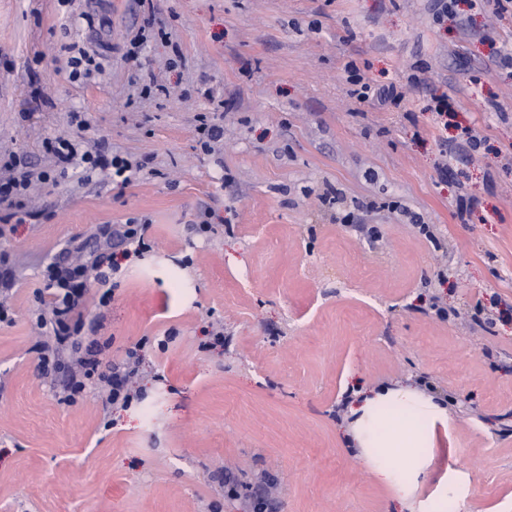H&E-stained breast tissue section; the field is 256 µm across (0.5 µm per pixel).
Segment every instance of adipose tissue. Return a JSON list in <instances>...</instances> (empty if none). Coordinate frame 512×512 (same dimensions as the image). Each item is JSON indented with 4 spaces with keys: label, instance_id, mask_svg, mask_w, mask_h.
I'll list each match as a JSON object with an SVG mask.
<instances>
[{
    "label": "adipose tissue",
    "instance_id": "1",
    "mask_svg": "<svg viewBox=\"0 0 512 512\" xmlns=\"http://www.w3.org/2000/svg\"><path fill=\"white\" fill-rule=\"evenodd\" d=\"M346 440L360 451L379 479L408 498L433 452L434 427L445 405L414 384L397 383L372 391L351 389Z\"/></svg>",
    "mask_w": 512,
    "mask_h": 512
}]
</instances>
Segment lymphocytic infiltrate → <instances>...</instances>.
I'll return each instance as SVG.
<instances>
[{
    "instance_id": "lymphocytic-infiltrate-1",
    "label": "lymphocytic infiltrate",
    "mask_w": 512,
    "mask_h": 512,
    "mask_svg": "<svg viewBox=\"0 0 512 512\" xmlns=\"http://www.w3.org/2000/svg\"><path fill=\"white\" fill-rule=\"evenodd\" d=\"M46 150L53 162L41 170L30 168L17 158L7 162L10 175L0 179V206L8 210L22 208L33 182L60 184L77 167L84 175L100 171L124 184L136 181L144 168L143 163L118 153L108 157L98 150H80L65 136L47 140ZM108 274L102 272L99 258L93 256L77 265L57 261L47 268L42 307L36 316L43 338L35 349L44 374L57 370L63 373L55 383L61 402L74 403L90 384L98 386L108 403L124 408L137 396L132 382L141 363L138 348H129L122 360L107 366L96 351L81 348L84 321L79 309L83 304V283L94 279L107 284Z\"/></svg>"
}]
</instances>
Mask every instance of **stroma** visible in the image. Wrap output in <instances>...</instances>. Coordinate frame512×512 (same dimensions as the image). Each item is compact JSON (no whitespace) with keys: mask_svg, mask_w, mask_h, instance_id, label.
<instances>
[{"mask_svg":"<svg viewBox=\"0 0 512 512\" xmlns=\"http://www.w3.org/2000/svg\"><path fill=\"white\" fill-rule=\"evenodd\" d=\"M72 43L102 71L71 80ZM351 63L404 99L352 95ZM138 64L169 96L142 95ZM441 92L458 103L444 127ZM203 113L220 152L200 146ZM466 126L485 140L464 153ZM58 135L149 164L125 187L77 170L38 186L0 235L15 278L0 512H241L261 480L264 512H409L449 471L468 487L456 512H512V15L497 0L439 21L430 0H0V159L48 166ZM130 220L150 248L122 260L108 304L87 281L83 320L103 362L142 345L144 400L112 409L91 384L60 403L33 350L44 270ZM412 377L452 402L406 504L334 410L353 386ZM200 125L199 134L202 135L201 146L206 151H211V143H219L224 139V127L217 122L209 120L207 115L198 116ZM205 139V140H204Z\"/></svg>","mask_w":512,"mask_h":512,"instance_id":"35a3bbf8","label":"stroma"}]
</instances>
